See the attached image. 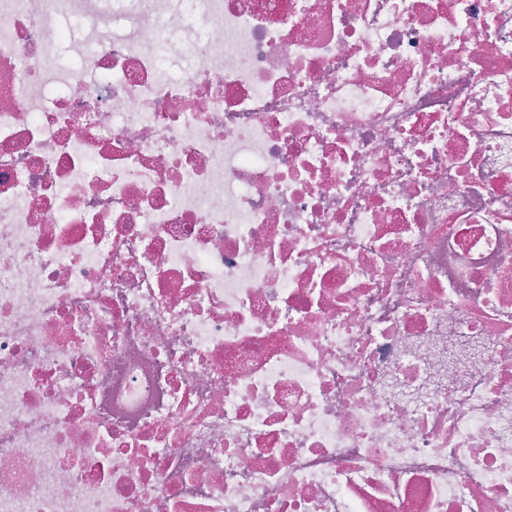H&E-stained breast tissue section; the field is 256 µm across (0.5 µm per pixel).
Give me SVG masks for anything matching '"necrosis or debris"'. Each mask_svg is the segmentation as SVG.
Listing matches in <instances>:
<instances>
[{
  "instance_id": "obj_1",
  "label": "necrosis or debris",
  "mask_w": 512,
  "mask_h": 512,
  "mask_svg": "<svg viewBox=\"0 0 512 512\" xmlns=\"http://www.w3.org/2000/svg\"><path fill=\"white\" fill-rule=\"evenodd\" d=\"M0 512H512V0H0Z\"/></svg>"
}]
</instances>
